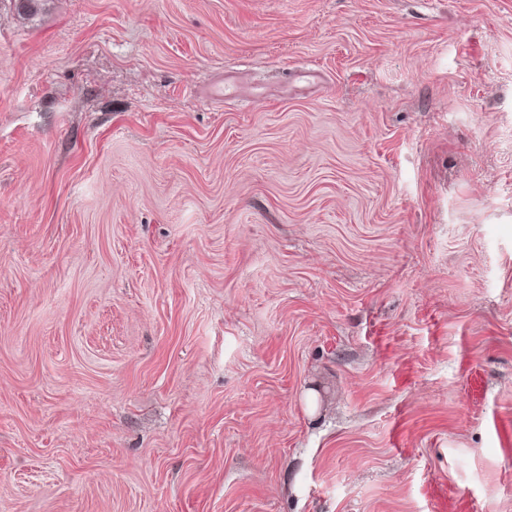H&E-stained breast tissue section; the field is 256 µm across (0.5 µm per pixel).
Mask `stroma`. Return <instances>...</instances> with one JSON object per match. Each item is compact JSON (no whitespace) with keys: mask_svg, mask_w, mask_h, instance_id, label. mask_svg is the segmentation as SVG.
<instances>
[{"mask_svg":"<svg viewBox=\"0 0 512 512\" xmlns=\"http://www.w3.org/2000/svg\"><path fill=\"white\" fill-rule=\"evenodd\" d=\"M0 512H512V0H0Z\"/></svg>","mask_w":512,"mask_h":512,"instance_id":"35a3bbf8","label":"stroma"}]
</instances>
